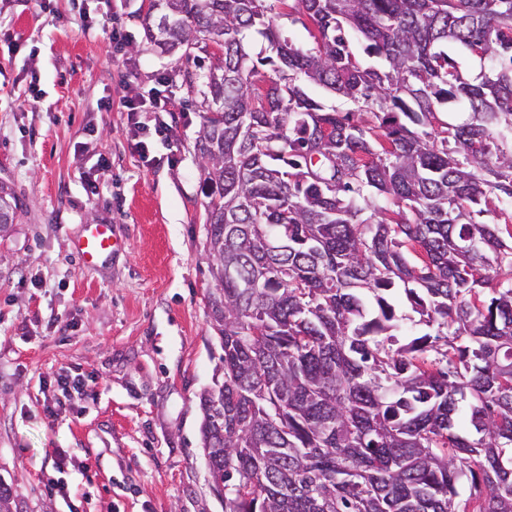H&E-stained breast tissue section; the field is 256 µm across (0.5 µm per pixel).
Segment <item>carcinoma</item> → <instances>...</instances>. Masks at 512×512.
Masks as SVG:
<instances>
[{
	"instance_id": "carcinoma-1",
	"label": "carcinoma",
	"mask_w": 512,
	"mask_h": 512,
	"mask_svg": "<svg viewBox=\"0 0 512 512\" xmlns=\"http://www.w3.org/2000/svg\"><path fill=\"white\" fill-rule=\"evenodd\" d=\"M290 1L311 50L269 0L145 17L199 69L215 48L194 149L224 372L201 434L224 512H459L464 476V512H512V0ZM16 215L1 183L0 230ZM274 23L297 47L303 49L315 47L314 40L308 31V28L312 29L313 27L305 16L296 12H292V15L289 16L280 14L276 15Z\"/></svg>"
}]
</instances>
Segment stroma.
Instances as JSON below:
<instances>
[{"mask_svg": "<svg viewBox=\"0 0 512 512\" xmlns=\"http://www.w3.org/2000/svg\"><path fill=\"white\" fill-rule=\"evenodd\" d=\"M147 8L0 0V181L22 204L0 233V482L12 512H224L200 434V397L223 378L194 150L205 79L174 86L170 141L130 150L127 101L181 67L146 39ZM113 27L126 36L118 53ZM100 223L122 247L89 269L73 243ZM60 373L84 390L62 393ZM54 479L69 499L50 494Z\"/></svg>", "mask_w": 512, "mask_h": 512, "instance_id": "35a3bbf8", "label": "stroma"}]
</instances>
